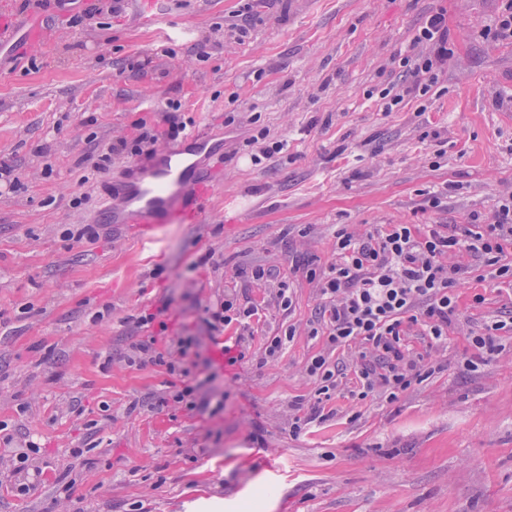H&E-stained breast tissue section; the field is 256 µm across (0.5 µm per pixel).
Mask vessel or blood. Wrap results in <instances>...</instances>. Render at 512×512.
<instances>
[{"label":"vessel or blood","mask_w":512,"mask_h":512,"mask_svg":"<svg viewBox=\"0 0 512 512\" xmlns=\"http://www.w3.org/2000/svg\"><path fill=\"white\" fill-rule=\"evenodd\" d=\"M12 0H0V72L27 58L52 36L43 8L27 12L28 21L16 22ZM224 146L196 132L174 147L163 146L150 160L131 163L125 176L108 183L95 221L135 231L156 224H195L205 211L214 187L213 158Z\"/></svg>","instance_id":"1"}]
</instances>
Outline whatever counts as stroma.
Listing matches in <instances>:
<instances>
[{
  "mask_svg": "<svg viewBox=\"0 0 512 512\" xmlns=\"http://www.w3.org/2000/svg\"><path fill=\"white\" fill-rule=\"evenodd\" d=\"M505 3L265 0L242 33V0H160L152 27L145 0L83 27L53 15L51 41L0 74V161L19 179L0 195V512H512V285L462 280L439 370L392 403L353 398L351 349L307 334L342 225L464 224L512 193V40L485 31ZM436 13L437 84L385 111ZM170 98L189 130L224 137L202 220L79 237L122 167L93 163L158 125ZM262 128L285 148L256 165L245 140ZM256 266L271 278H244ZM226 294L259 309L251 351L296 334L263 364L225 367L192 410L170 396L207 369L183 378L126 355L164 297L171 327L215 354L201 318ZM493 320L503 352L467 367L470 334ZM321 352L346 375L326 421L291 436ZM28 439L40 475L22 494L12 450Z\"/></svg>",
  "mask_w": 512,
  "mask_h": 512,
  "instance_id": "stroma-1",
  "label": "stroma"
}]
</instances>
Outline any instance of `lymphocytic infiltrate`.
<instances>
[{
    "mask_svg": "<svg viewBox=\"0 0 512 512\" xmlns=\"http://www.w3.org/2000/svg\"><path fill=\"white\" fill-rule=\"evenodd\" d=\"M443 14L429 17L417 37L429 53L406 56L402 65L413 78L405 92H384L386 111H393L405 94L427 95L448 56ZM512 247V194L499 197L492 222L472 214L462 226L389 224L381 229L336 232V259L320 281L323 302L311 335H323L333 349L353 348L352 363L359 378L358 399L382 397L395 401L424 375L433 372L432 352L448 340L457 316L456 288L471 274V260L494 268L497 276L512 274L504 264ZM167 303L141 315L150 335L132 344V358L167 366L187 376L198 340L170 338ZM258 309L224 297L204 309L202 323L208 337L221 335L232 324L248 331ZM420 326L428 355L411 354L405 338Z\"/></svg>",
    "mask_w": 512,
    "mask_h": 512,
    "instance_id": "f902f5d3",
    "label": "lymphocytic infiltrate"
}]
</instances>
